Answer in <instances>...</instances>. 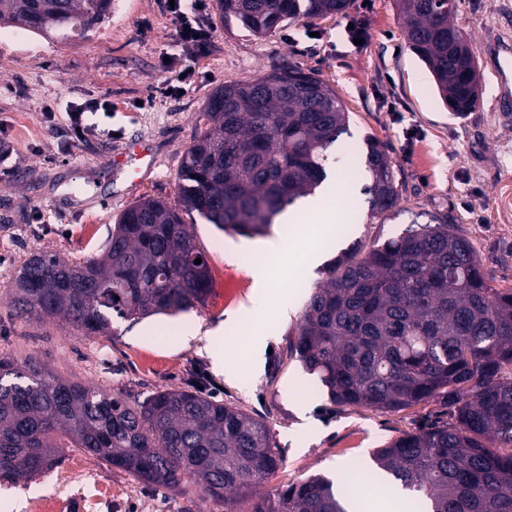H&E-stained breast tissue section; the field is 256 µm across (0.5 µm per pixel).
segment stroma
Here are the masks:
<instances>
[{
	"mask_svg": "<svg viewBox=\"0 0 512 512\" xmlns=\"http://www.w3.org/2000/svg\"><path fill=\"white\" fill-rule=\"evenodd\" d=\"M212 46L196 65V81L179 95L156 94L165 79L164 57L181 56L160 0H112L109 18L81 34L50 39L25 33L22 43L0 47V126L12 154L0 176V356L31 360L55 375L108 390L145 396L163 389L204 387L225 402L263 418L283 464L263 491L320 473L334 477L338 463L365 469L371 453L424 424L450 423L448 408L430 399L399 412L332 405L315 376L288 347L297 338L304 306L322 280L314 268L298 284L287 259L269 257L282 271L292 298L287 313L271 309L261 320L270 352L253 369L243 342L246 325L226 324L231 311L247 306L257 283L246 246L276 238L227 234L197 213L181 218L207 257L210 290L204 304L174 316L113 319L110 333L79 335L55 321L16 318L9 287L31 253L48 251L77 261L99 253L114 219L144 197L178 201L182 156L202 130L199 115L213 91L230 81H251L295 68L332 86L350 114L348 134L333 155L347 167L359 161L366 138L389 152L401 184L395 218L372 217L363 180L350 179L339 203L346 233L322 254L330 260L356 240L400 234L412 213H442L474 245L494 287L512 288V112L496 108L498 85L485 60L493 39H512V0H456L454 23L465 32L478 66L481 94L476 109L454 112L440 98L431 74L407 48L395 0H351L341 14L298 20L257 38L224 21L217 0H206ZM359 22L364 42L349 40L346 26ZM312 27L316 39L303 36ZM107 100L96 130L68 143L69 106ZM56 114L48 130L45 111ZM136 139L147 140L152 169L131 183L112 160ZM223 325L224 361L237 372L227 380L208 354L185 342L190 330ZM34 493L15 509L0 483V512H35L43 499H59L62 512H224L193 482L169 491L134 480L78 448L62 451L49 473L30 483Z\"/></svg>",
	"mask_w": 512,
	"mask_h": 512,
	"instance_id": "35a3bbf8",
	"label": "stroma"
}]
</instances>
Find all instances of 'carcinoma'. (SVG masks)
Wrapping results in <instances>:
<instances>
[{
	"label": "carcinoma",
	"mask_w": 512,
	"mask_h": 512,
	"mask_svg": "<svg viewBox=\"0 0 512 512\" xmlns=\"http://www.w3.org/2000/svg\"><path fill=\"white\" fill-rule=\"evenodd\" d=\"M397 4L407 46L442 99L457 113L473 110L475 66L457 52L465 36L451 21L454 0ZM349 5L219 0L224 19L258 37ZM111 9L112 0H0V24L73 31ZM200 120L178 171L180 204L250 236L321 187L349 112L328 83L290 69L222 84ZM365 145L369 209L385 221L399 183L384 147L372 137ZM209 287L206 257L178 209L147 198L119 215L98 255L32 254L11 295L21 319H52L88 335L109 331L114 316L186 311ZM290 353L341 408L395 412L445 399L454 422L374 450L376 475L409 492L423 512H512V289L490 285L448 215L341 252L311 294ZM64 440L148 485L174 490L191 480L224 501V512H348L338 487L320 475L255 494L282 458L266 423L230 403L179 389L142 399L0 357V478L25 483L51 471Z\"/></svg>",
	"instance_id": "carcinoma-1"
}]
</instances>
